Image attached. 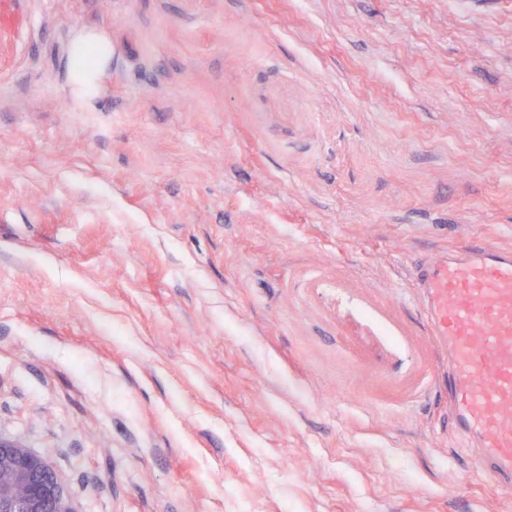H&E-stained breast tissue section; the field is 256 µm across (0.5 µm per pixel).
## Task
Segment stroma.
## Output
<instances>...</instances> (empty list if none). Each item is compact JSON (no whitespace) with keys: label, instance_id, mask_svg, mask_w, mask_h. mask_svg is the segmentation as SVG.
Listing matches in <instances>:
<instances>
[{"label":"stroma","instance_id":"obj_1","mask_svg":"<svg viewBox=\"0 0 512 512\" xmlns=\"http://www.w3.org/2000/svg\"><path fill=\"white\" fill-rule=\"evenodd\" d=\"M466 242L512 0H0V436L73 512H512L411 286ZM87 46L98 51V61L93 69L79 66L73 60L80 57ZM112 60V42L102 33L85 32L77 36L71 44L69 55L68 80L75 97L84 103H91L96 95L99 77Z\"/></svg>","mask_w":512,"mask_h":512}]
</instances>
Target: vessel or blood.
I'll use <instances>...</instances> for the list:
<instances>
[{
    "label": "vessel or blood",
    "mask_w": 512,
    "mask_h": 512,
    "mask_svg": "<svg viewBox=\"0 0 512 512\" xmlns=\"http://www.w3.org/2000/svg\"><path fill=\"white\" fill-rule=\"evenodd\" d=\"M417 288L448 352L455 427L479 448L477 472L511 491L512 248H450L423 267Z\"/></svg>",
    "instance_id": "obj_1"
}]
</instances>
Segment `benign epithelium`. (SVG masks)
I'll list each match as a JSON object with an SVG mask.
<instances>
[{
    "instance_id": "obj_1",
    "label": "benign epithelium",
    "mask_w": 512,
    "mask_h": 512,
    "mask_svg": "<svg viewBox=\"0 0 512 512\" xmlns=\"http://www.w3.org/2000/svg\"><path fill=\"white\" fill-rule=\"evenodd\" d=\"M0 512H72L56 473L40 456L0 437Z\"/></svg>"
}]
</instances>
